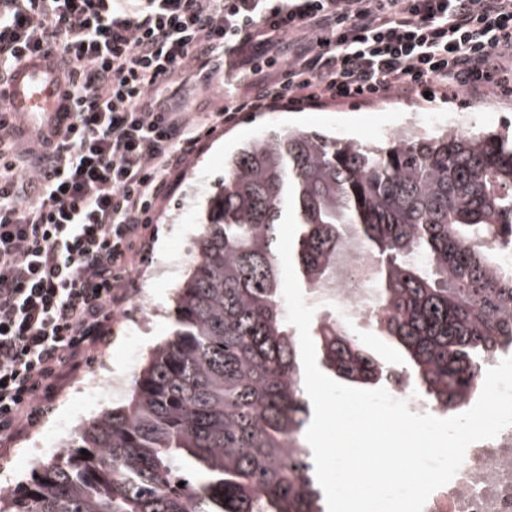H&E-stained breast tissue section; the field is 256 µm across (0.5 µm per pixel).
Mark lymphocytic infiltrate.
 I'll use <instances>...</instances> for the list:
<instances>
[{"mask_svg": "<svg viewBox=\"0 0 512 512\" xmlns=\"http://www.w3.org/2000/svg\"><path fill=\"white\" fill-rule=\"evenodd\" d=\"M298 44L288 60L282 41ZM224 86L207 122L162 87L195 51ZM54 53L74 107L48 165L0 137V447L43 418L132 299L172 184L238 113L392 95L512 97V0H0V72ZM33 189L21 200L19 184Z\"/></svg>", "mask_w": 512, "mask_h": 512, "instance_id": "obj_1", "label": "lymphocytic infiltrate"}]
</instances>
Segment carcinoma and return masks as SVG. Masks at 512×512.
<instances>
[{
    "instance_id": "carcinoma-1",
    "label": "carcinoma",
    "mask_w": 512,
    "mask_h": 512,
    "mask_svg": "<svg viewBox=\"0 0 512 512\" xmlns=\"http://www.w3.org/2000/svg\"><path fill=\"white\" fill-rule=\"evenodd\" d=\"M290 185L304 285L336 283L355 239L375 261L373 325L405 350V375L445 414L481 393L478 369L512 350V132L406 131L375 144L272 133L224 160L172 335L128 404L36 463L10 512H323L280 301ZM312 334L340 378L370 385L389 373L330 319Z\"/></svg>"
}]
</instances>
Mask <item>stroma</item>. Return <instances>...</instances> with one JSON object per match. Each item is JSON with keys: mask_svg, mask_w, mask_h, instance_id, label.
Returning a JSON list of instances; mask_svg holds the SVG:
<instances>
[{"mask_svg": "<svg viewBox=\"0 0 512 512\" xmlns=\"http://www.w3.org/2000/svg\"><path fill=\"white\" fill-rule=\"evenodd\" d=\"M182 92L187 112L197 121H206L209 114L224 106V67L216 56H204L194 69L184 75ZM451 112H467L481 128L498 126L500 119L512 122V99L487 96L436 97L419 101L406 96H393L369 104L333 105L285 109L271 112H242L234 124L207 140L193 157L178 182L175 192L166 201L158 221L152 252L132 275L135 284L133 304L156 311L144 327H136L131 317H123L114 326L101 353L106 361L70 383L57 397L40 425L8 449H0V487L14 489L31 478L30 466L24 465L27 452L42 448V460L59 455L73 441L77 428L114 407L127 404L131 387L89 401L88 387L108 377L124 375L129 368H142L153 347L167 340L172 330L171 310L176 288L187 277L191 262L183 260L175 276L163 272L174 244L193 248L202 220V204L224 177V155L238 145L265 134L288 128L321 130L340 138H354L364 143L378 142L400 126L415 121L419 115L444 116ZM345 332L378 360L398 364L401 353L372 324L344 322Z\"/></svg>", "mask_w": 512, "mask_h": 512, "instance_id": "35a3bbf8", "label": "stroma"}]
</instances>
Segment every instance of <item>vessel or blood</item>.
Masks as SVG:
<instances>
[{
    "mask_svg": "<svg viewBox=\"0 0 512 512\" xmlns=\"http://www.w3.org/2000/svg\"><path fill=\"white\" fill-rule=\"evenodd\" d=\"M63 76L53 57L37 54L8 77L5 105L12 133L21 139L53 135L69 122L59 89Z\"/></svg>",
    "mask_w": 512,
    "mask_h": 512,
    "instance_id": "1",
    "label": "vessel or blood"
}]
</instances>
